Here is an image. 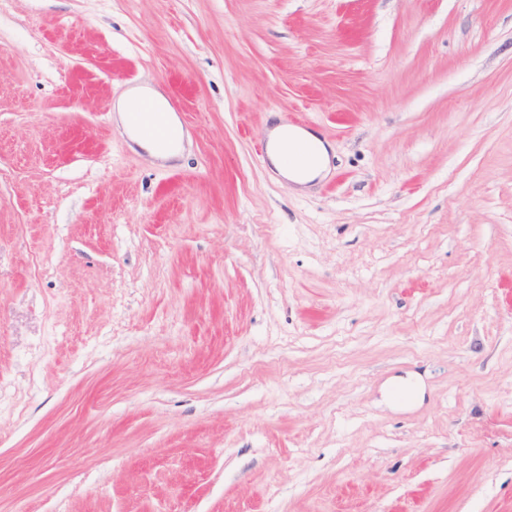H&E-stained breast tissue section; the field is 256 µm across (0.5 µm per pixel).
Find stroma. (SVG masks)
<instances>
[{"instance_id":"obj_1","label":"stroma","mask_w":512,"mask_h":512,"mask_svg":"<svg viewBox=\"0 0 512 512\" xmlns=\"http://www.w3.org/2000/svg\"><path fill=\"white\" fill-rule=\"evenodd\" d=\"M0 512H512V0H0ZM142 97L144 100L139 103L137 112H131L135 107L138 100ZM150 97V98H149ZM154 99L163 112H168L164 106V100L157 94L149 93H132L124 100L120 101L117 106V112H121L120 119L132 137L152 155L159 158H169L171 155L168 153L160 152L156 149L154 144L149 141H154L161 150H167L174 145V136L169 127H167L160 119L159 114L156 112V106L152 99ZM130 113L129 123L130 126L137 130L141 136L131 129L128 123V113ZM149 140H147V139ZM283 125L277 124L271 129V150L269 158L272 165L283 177L298 186H305L314 179L325 174L329 163V153L320 138L306 130H296L293 138L309 143L312 147L313 156L310 162L303 164H288L284 159L281 150V130Z\"/></svg>"}]
</instances>
